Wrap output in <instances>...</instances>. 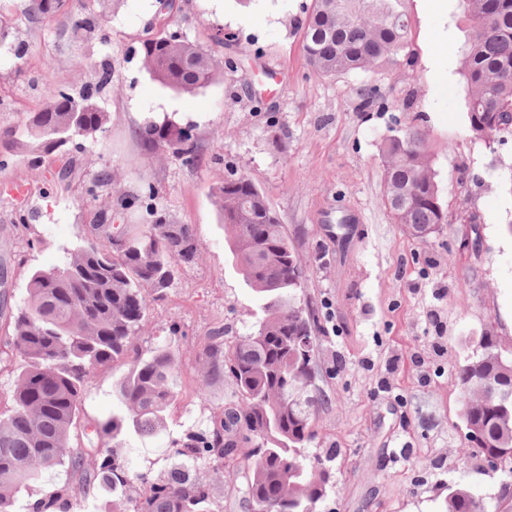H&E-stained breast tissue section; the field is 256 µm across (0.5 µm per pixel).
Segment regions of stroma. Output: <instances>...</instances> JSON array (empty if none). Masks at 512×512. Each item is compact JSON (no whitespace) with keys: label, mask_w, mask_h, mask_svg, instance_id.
<instances>
[{"label":"stroma","mask_w":512,"mask_h":512,"mask_svg":"<svg viewBox=\"0 0 512 512\" xmlns=\"http://www.w3.org/2000/svg\"><path fill=\"white\" fill-rule=\"evenodd\" d=\"M23 3L0 0V23L28 47L20 59L0 52V128L42 108L45 67L78 91L96 83L103 63L112 66L101 94L111 122L84 149L0 168V263L8 265L0 326L22 304L30 270L59 264V245L90 236L101 210L111 209L116 224H148L154 206L172 223L192 225L201 245L197 263L180 268L165 298L150 303L137 341L144 350L171 342L181 379L165 432L118 436L128 467L167 468L170 435L204 425L209 407L235 395L231 379L205 382L202 356L214 327L233 339L262 316L227 248L215 198L233 166L279 214L306 267L298 296L318 315L324 401L310 450L335 449L336 459L317 512H443L457 483L489 504L512 503V474L477 461L457 384L483 334L512 351V234L504 228L512 195L502 190L512 180V136L488 143L466 129L459 0H445L440 12L409 0L410 63L335 77L305 61L310 0H252L248 25L238 22L235 0H176L170 12L156 0H124L103 36L73 33L64 10L29 23ZM160 29L220 58L207 87L178 94L152 78L140 43ZM220 29L235 40L216 44ZM369 83L383 98L363 112L359 90ZM149 120L192 127L199 164L169 150L144 156L139 130ZM396 121L424 129L448 213L424 240L395 224L384 203L379 144ZM65 166L75 178L54 181ZM104 172L110 185L88 196ZM125 369L118 361L98 372L85 393L89 416L122 413L113 386Z\"/></svg>","instance_id":"stroma-1"}]
</instances>
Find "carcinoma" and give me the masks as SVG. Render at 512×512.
Listing matches in <instances>:
<instances>
[{
	"instance_id": "cac0c4a2",
	"label": "carcinoma",
	"mask_w": 512,
	"mask_h": 512,
	"mask_svg": "<svg viewBox=\"0 0 512 512\" xmlns=\"http://www.w3.org/2000/svg\"><path fill=\"white\" fill-rule=\"evenodd\" d=\"M123 0H98L102 26ZM407 0H311L303 26L308 65L324 76L372 72L410 55L411 16ZM466 41L462 76L467 85L466 124L476 139L512 135V0H460ZM148 72L177 92L206 87L219 66L217 56L177 35L159 33L141 44ZM44 107L16 127L0 129V165L21 157L32 165L68 147L82 148L108 129L109 113L99 88L112 84V66L98 72L97 88L74 95L53 82ZM83 101L74 112L72 97ZM143 146L152 154L171 149L188 165L198 164L191 129L173 122L147 121ZM383 197L394 223L407 233L448 223L436 173L418 124L394 121L380 143ZM228 249L244 283L264 300L257 331L229 343L226 332H211L205 353L207 376H229L242 403L210 413L208 423L170 440L176 462L160 475L131 471L109 449L107 439L124 431L154 435L165 430L166 413L177 400L179 360L168 343L142 351L137 334L150 301L163 297L176 267L192 265L201 246L190 224H173L164 214L154 223L114 224L98 213L94 233L64 247L65 260L35 269L26 297L10 322L3 345L20 359L8 410L0 411V512H18L16 495L63 468L78 476L83 490L140 492L113 512H223L212 487L195 464L216 462L243 474L242 507L247 512H316L326 497L333 454L309 456L315 437L316 315L298 301L303 279L299 255L280 217L254 179L234 167L216 191ZM117 361L128 365L116 383L126 414L106 419L84 412V389L97 371ZM458 382L467 396L462 419L481 462L512 452V356L492 337L460 366ZM498 384L493 395L484 383ZM82 442L73 444L78 430ZM447 512H487L482 500L461 484L449 488ZM61 489L43 491L25 512H77Z\"/></svg>"
}]
</instances>
